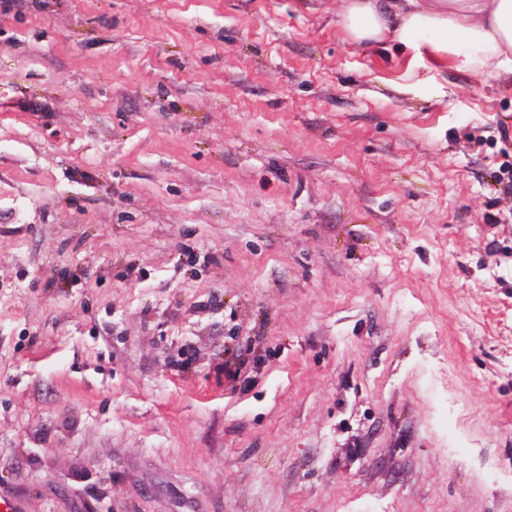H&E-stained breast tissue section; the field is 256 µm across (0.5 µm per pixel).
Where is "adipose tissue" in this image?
Returning a JSON list of instances; mask_svg holds the SVG:
<instances>
[{
    "label": "adipose tissue",
    "instance_id": "obj_1",
    "mask_svg": "<svg viewBox=\"0 0 512 512\" xmlns=\"http://www.w3.org/2000/svg\"><path fill=\"white\" fill-rule=\"evenodd\" d=\"M355 44H400L439 67L512 76V0H342Z\"/></svg>",
    "mask_w": 512,
    "mask_h": 512
}]
</instances>
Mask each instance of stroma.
<instances>
[{
	"instance_id": "obj_1",
	"label": "stroma",
	"mask_w": 512,
	"mask_h": 512,
	"mask_svg": "<svg viewBox=\"0 0 512 512\" xmlns=\"http://www.w3.org/2000/svg\"><path fill=\"white\" fill-rule=\"evenodd\" d=\"M340 4L0 0L27 512H512V86Z\"/></svg>"
}]
</instances>
